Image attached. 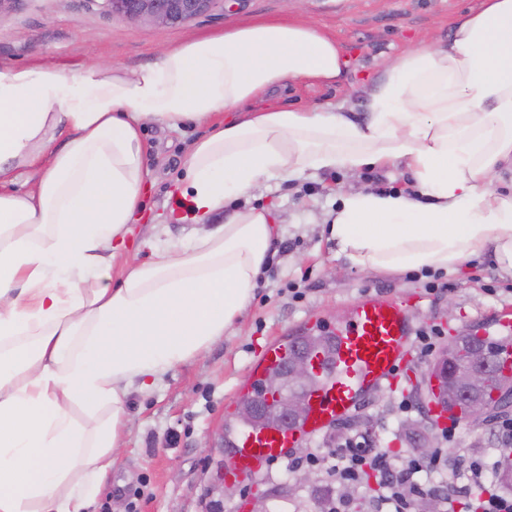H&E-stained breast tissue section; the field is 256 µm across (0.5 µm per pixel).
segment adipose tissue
<instances>
[{"label":"adipose tissue","mask_w":512,"mask_h":512,"mask_svg":"<svg viewBox=\"0 0 512 512\" xmlns=\"http://www.w3.org/2000/svg\"><path fill=\"white\" fill-rule=\"evenodd\" d=\"M342 66L334 38L288 19L195 37L134 69L0 65V512H86L131 392L223 338L269 261L273 216L254 207L194 245L128 258L145 124L208 126L185 163L196 223L271 178L400 163L409 192H342L337 256L368 272H455L489 251L512 274V194L494 186L512 163V0H482L447 41L393 59L363 122L343 103L251 105ZM22 168L36 179L18 192Z\"/></svg>","instance_id":"ef3b65f1"}]
</instances>
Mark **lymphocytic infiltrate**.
<instances>
[{"mask_svg": "<svg viewBox=\"0 0 512 512\" xmlns=\"http://www.w3.org/2000/svg\"><path fill=\"white\" fill-rule=\"evenodd\" d=\"M287 465L292 470L306 465L322 467L330 483L342 486L358 487L376 481L379 493L373 512H411L413 497L426 494L445 505L471 498L473 512H512V494L501 492L496 484L495 475L502 462L494 457L462 455L452 467L446 449L437 448L430 457L399 464L390 449L365 448L350 441L322 457L311 452L302 458L288 454Z\"/></svg>", "mask_w": 512, "mask_h": 512, "instance_id": "lymphocytic-infiltrate-1", "label": "lymphocytic infiltrate"}]
</instances>
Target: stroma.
Returning a JSON list of instances; mask_svg holds the SVG:
<instances>
[{
	"label": "stroma",
	"instance_id": "obj_1",
	"mask_svg": "<svg viewBox=\"0 0 512 512\" xmlns=\"http://www.w3.org/2000/svg\"><path fill=\"white\" fill-rule=\"evenodd\" d=\"M480 0H224L222 7L175 27L113 19L102 0H0V62L40 64L73 73L94 63L136 68L154 54L186 39L259 18L305 21L333 36L343 50L340 81L289 82L266 94V105L315 107L345 103L355 121L366 117L369 87L384 66L419 44L447 40L455 21ZM206 126L177 128L146 124L142 130L147 192L146 214L155 216L161 238L184 239L194 232L192 218L173 220L183 209L173 194L185 178L189 145ZM339 171L319 172L296 181L272 178L244 197L226 202L213 224L246 208L270 209L279 236L270 262L261 271L244 317L196 360L133 391L130 422L112 472L90 512H202L201 496L213 468L209 444L235 409L241 389L258 369L272 343L307 328L326 330L368 296L406 304L412 335L397 375L399 387L367 390L336 424L306 441L323 455L353 435L367 437L398 458L420 448L443 446L442 425L432 414L424 370L434 356L421 354L417 335L436 330V348L477 330L504 337L501 320L512 321V275L499 271L491 254L468 262L460 272L371 273L336 256L327 225L311 223V213L335 211L348 184ZM493 422L460 421L449 460L461 451L493 454L498 443Z\"/></svg>",
	"mask_w": 512,
	"mask_h": 512
}]
</instances>
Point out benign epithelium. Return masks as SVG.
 Returning a JSON list of instances; mask_svg holds the SVG:
<instances>
[{"mask_svg":"<svg viewBox=\"0 0 512 512\" xmlns=\"http://www.w3.org/2000/svg\"><path fill=\"white\" fill-rule=\"evenodd\" d=\"M112 17L124 21H149L154 24L172 27L183 25L211 12L221 0H104ZM460 344L453 339L441 354L454 366L455 374L435 378L439 395L450 400L468 390H483L489 386L492 370L501 364L502 354H493L485 348L473 347L465 351L464 361H459ZM312 365L302 358L280 373L267 375L263 381V392L278 401L275 411L288 424L299 425L306 417L308 403L306 394ZM495 411L494 402L488 399L470 401L466 406L467 420L474 423L487 421ZM211 451L220 459L215 461V472L209 485L204 489V512H224V500L236 493V486L224 482V435H219ZM288 486L270 493H261L251 503V512H269L268 503L287 492Z\"/></svg>","mask_w":512,"mask_h":512,"instance_id":"benign-epithelium-1","label":"benign epithelium"}]
</instances>
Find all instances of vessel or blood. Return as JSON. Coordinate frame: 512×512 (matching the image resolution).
<instances>
[{
	"label": "vessel or blood",
	"mask_w": 512,
	"mask_h": 512,
	"mask_svg": "<svg viewBox=\"0 0 512 512\" xmlns=\"http://www.w3.org/2000/svg\"><path fill=\"white\" fill-rule=\"evenodd\" d=\"M328 334L330 351L313 360L316 382L305 419L297 427L241 428L226 479L250 478L287 449L301 447L308 437L346 416L365 389L391 382L406 353L409 313L399 302L367 297L357 302L343 321L329 327Z\"/></svg>",
	"instance_id": "b4317fda"
}]
</instances>
